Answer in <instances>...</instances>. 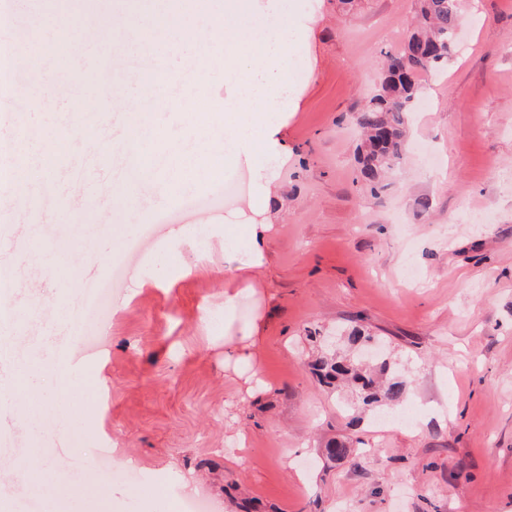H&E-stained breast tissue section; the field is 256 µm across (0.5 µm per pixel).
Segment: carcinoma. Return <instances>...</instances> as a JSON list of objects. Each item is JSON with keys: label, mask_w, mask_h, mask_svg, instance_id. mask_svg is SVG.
<instances>
[{"label": "carcinoma", "mask_w": 512, "mask_h": 512, "mask_svg": "<svg viewBox=\"0 0 512 512\" xmlns=\"http://www.w3.org/2000/svg\"><path fill=\"white\" fill-rule=\"evenodd\" d=\"M462 23L457 0H419L413 30L403 48L387 55L377 93L356 115L363 135L358 147L360 172L370 184L378 185L382 175L403 160L408 113L414 110L420 94L419 77L442 71ZM312 373L332 387L339 380H347L365 405L384 402L397 406L407 387V380L396 375L380 387L362 365L329 355L312 364Z\"/></svg>", "instance_id": "1"}]
</instances>
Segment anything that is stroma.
<instances>
[{"mask_svg": "<svg viewBox=\"0 0 512 512\" xmlns=\"http://www.w3.org/2000/svg\"><path fill=\"white\" fill-rule=\"evenodd\" d=\"M38 2L30 28L43 50L20 67L83 134L31 143L38 163L117 154L138 112L161 155L223 150V138L187 127L180 106L152 107L128 86L115 63L127 40L121 17L105 29L75 0ZM298 2L307 28L298 106L282 117L288 159L269 206L244 166L177 191L159 179L132 209L109 164L84 179L63 170L62 195H47L35 219L24 194L0 191L14 303L32 312L13 342L42 357L58 302L76 308L85 284L109 282L94 340L57 339L78 382L69 433L51 405L35 432L16 396L0 397L9 512H178L189 497L209 512H242L244 502L254 512H512V0H460V47L441 76L425 77L430 108L411 113L407 154L374 189L355 162L354 117L386 53L403 46L416 0ZM138 5L153 36L186 37L201 52L224 13V0ZM90 39L100 52L86 62ZM85 74L126 90L108 128L97 96L82 91ZM470 211L490 219L467 221ZM264 221L261 266L225 252V235ZM247 277L255 294L225 310ZM256 314L250 364L225 360V336ZM355 329L384 340L409 382L410 420L382 422L385 407L309 373L329 349L349 353ZM333 440L345 457L328 458ZM35 448L75 483L33 492L13 469Z\"/></svg>", "mask_w": 512, "mask_h": 512, "instance_id": "1", "label": "stroma"}]
</instances>
